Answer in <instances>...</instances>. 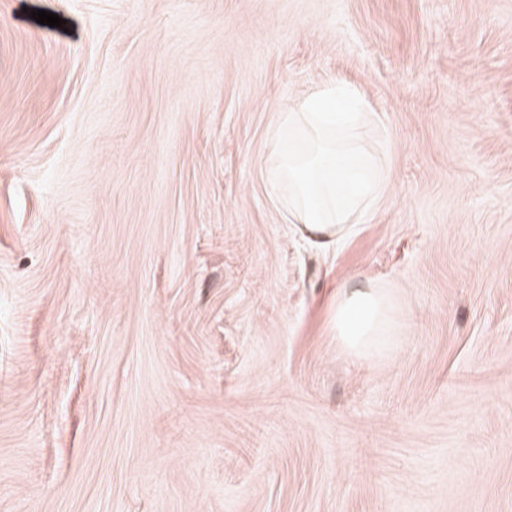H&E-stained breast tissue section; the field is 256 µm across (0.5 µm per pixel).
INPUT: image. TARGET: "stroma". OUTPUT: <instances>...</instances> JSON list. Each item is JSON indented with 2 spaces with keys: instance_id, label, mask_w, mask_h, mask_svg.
<instances>
[{
  "instance_id": "stroma-1",
  "label": "stroma",
  "mask_w": 512,
  "mask_h": 512,
  "mask_svg": "<svg viewBox=\"0 0 512 512\" xmlns=\"http://www.w3.org/2000/svg\"><path fill=\"white\" fill-rule=\"evenodd\" d=\"M336 79L390 181L320 250L266 165ZM0 512H512V0H0ZM335 331L338 343L353 353L388 351L397 341L393 304L378 288H344L336 300Z\"/></svg>"
}]
</instances>
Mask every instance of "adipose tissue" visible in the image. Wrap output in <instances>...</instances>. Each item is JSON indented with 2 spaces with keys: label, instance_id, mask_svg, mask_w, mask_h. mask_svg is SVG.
I'll return each instance as SVG.
<instances>
[{
  "label": "adipose tissue",
  "instance_id": "obj_1",
  "mask_svg": "<svg viewBox=\"0 0 512 512\" xmlns=\"http://www.w3.org/2000/svg\"><path fill=\"white\" fill-rule=\"evenodd\" d=\"M366 102L350 85H324L287 112L271 134L272 193L288 190L289 213L317 246L328 247L382 197L389 172L371 163L364 141ZM336 339L363 354L397 341L395 311L382 290L361 285L339 292Z\"/></svg>",
  "mask_w": 512,
  "mask_h": 512
}]
</instances>
